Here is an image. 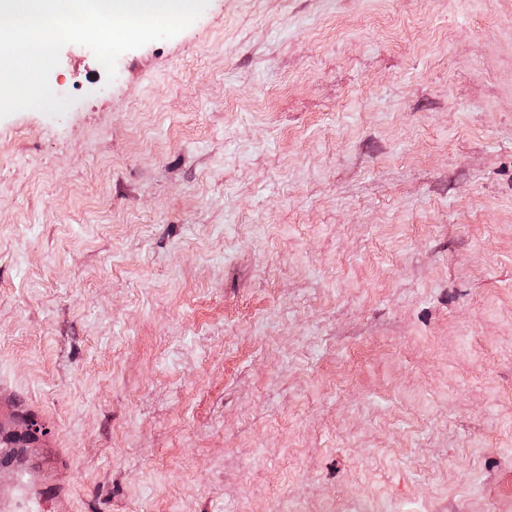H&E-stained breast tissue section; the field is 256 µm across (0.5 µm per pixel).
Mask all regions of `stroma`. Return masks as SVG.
Here are the masks:
<instances>
[{
  "instance_id": "obj_1",
  "label": "stroma",
  "mask_w": 512,
  "mask_h": 512,
  "mask_svg": "<svg viewBox=\"0 0 512 512\" xmlns=\"http://www.w3.org/2000/svg\"><path fill=\"white\" fill-rule=\"evenodd\" d=\"M0 119V492L512 512V0H208Z\"/></svg>"
}]
</instances>
